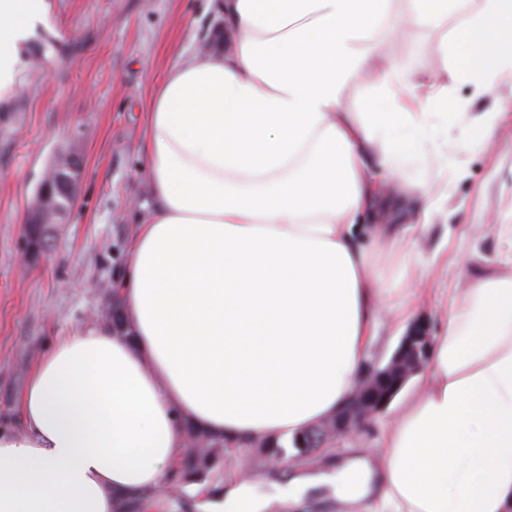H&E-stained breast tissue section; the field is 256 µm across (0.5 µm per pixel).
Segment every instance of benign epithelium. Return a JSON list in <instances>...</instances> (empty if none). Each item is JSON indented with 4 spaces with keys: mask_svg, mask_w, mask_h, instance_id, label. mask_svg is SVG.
<instances>
[{
    "mask_svg": "<svg viewBox=\"0 0 512 512\" xmlns=\"http://www.w3.org/2000/svg\"><path fill=\"white\" fill-rule=\"evenodd\" d=\"M79 167L80 151L74 143L67 151L57 154L47 168L27 219L31 253L41 251L49 233L47 226L58 223L73 206L74 188L64 182V173ZM433 344L430 325L421 319L413 321L384 365L364 366L348 402L336 415L298 436L300 457L314 455L358 435L366 425L385 413L410 379L423 371Z\"/></svg>",
    "mask_w": 512,
    "mask_h": 512,
    "instance_id": "obj_1",
    "label": "benign epithelium"
}]
</instances>
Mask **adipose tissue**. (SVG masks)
Returning a JSON list of instances; mask_svg holds the SVG:
<instances>
[{
  "label": "adipose tissue",
  "instance_id": "adipose-tissue-1",
  "mask_svg": "<svg viewBox=\"0 0 512 512\" xmlns=\"http://www.w3.org/2000/svg\"><path fill=\"white\" fill-rule=\"evenodd\" d=\"M218 0L231 46L170 70L145 144L152 205L116 287L122 324L58 337L19 400L24 429L0 430V512H115L162 486L190 430L238 446L286 445L333 417L359 378L384 317L402 324L434 291L444 330L379 449L333 473L292 478L291 495L329 486L368 512H512V238L458 284L433 290L422 242L435 202L402 185L411 224H367L374 168L399 175L435 152L436 124L479 127L490 147L505 112L448 113V85L424 84L377 50L408 28L438 26L461 0ZM49 0H0V105L22 84L25 50ZM451 77L500 102L512 77V0H483L451 40ZM382 112L344 104L355 78ZM403 248L399 306L360 236ZM234 477L201 512H265Z\"/></svg>",
  "mask_w": 512,
  "mask_h": 512
}]
</instances>
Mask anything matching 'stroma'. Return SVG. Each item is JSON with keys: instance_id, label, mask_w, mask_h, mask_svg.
<instances>
[{"instance_id": "35a3bbf8", "label": "stroma", "mask_w": 512, "mask_h": 512, "mask_svg": "<svg viewBox=\"0 0 512 512\" xmlns=\"http://www.w3.org/2000/svg\"><path fill=\"white\" fill-rule=\"evenodd\" d=\"M48 25L30 42L22 87L0 109V428L21 431L18 398L31 368L57 337L97 326L112 301L136 228L152 203L143 145L148 110L166 73L200 51L218 16L210 0H50ZM447 24L405 41H382V55L418 81L445 74L421 45ZM462 170L411 158L405 181L444 186L429 235L476 249L491 267L498 234L474 241L467 226L487 213L512 225V125L486 154L477 128L453 129ZM78 143L81 176L74 205L48 246L27 254L26 220L52 157Z\"/></svg>"}]
</instances>
